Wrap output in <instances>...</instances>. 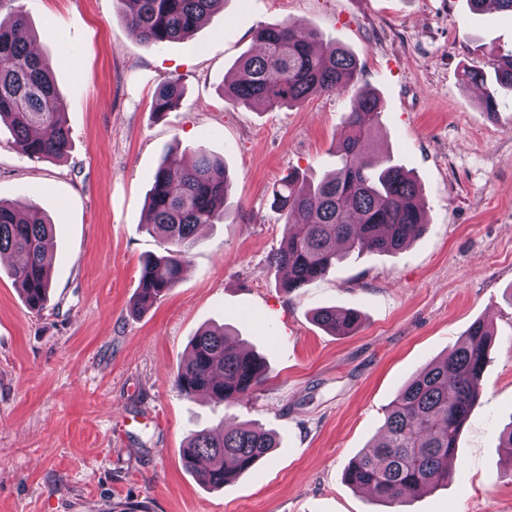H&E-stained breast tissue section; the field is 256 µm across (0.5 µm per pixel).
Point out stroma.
Wrapping results in <instances>:
<instances>
[{
	"instance_id": "obj_1",
	"label": "stroma",
	"mask_w": 512,
	"mask_h": 512,
	"mask_svg": "<svg viewBox=\"0 0 512 512\" xmlns=\"http://www.w3.org/2000/svg\"><path fill=\"white\" fill-rule=\"evenodd\" d=\"M54 63L70 149L29 158L0 128V200L54 226L52 288L30 310L0 261V512H389L350 487L348 463L382 434L398 392L477 320L494 336L480 400L447 485L404 512H512L501 438L512 425V107L492 116L465 66L512 48V14L467 0H226L190 36L159 46L116 0H15ZM294 20L351 52L384 104V153L419 183L427 229L393 254L351 253L297 291L270 263L287 229L271 189L333 171L353 93L274 109L235 107L224 83L259 27ZM182 80L179 108L152 107ZM231 179L224 221L199 232L181 280L133 308L142 262L166 242L146 229L163 162L198 149ZM361 314L335 335L313 319ZM225 326L267 362L231 406L186 396L174 377L200 330ZM249 423L275 433L269 459L224 488L187 468L191 433Z\"/></svg>"
}]
</instances>
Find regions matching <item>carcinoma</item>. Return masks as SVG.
<instances>
[{"label": "carcinoma", "mask_w": 512, "mask_h": 512, "mask_svg": "<svg viewBox=\"0 0 512 512\" xmlns=\"http://www.w3.org/2000/svg\"><path fill=\"white\" fill-rule=\"evenodd\" d=\"M0 0L10 23L0 25V122L30 158H59L69 148L63 100L53 83V63L40 56L24 35L25 18ZM128 26L149 46L182 40L224 0H119ZM260 50L242 57L224 98L236 105L294 106L312 95L345 91L358 73L356 58L292 20L264 26L256 33ZM494 74L473 66L463 71L467 84L482 90L485 111L495 116L512 103V49L498 55ZM181 79L171 78L155 92L153 107L167 112L179 106ZM382 112L379 96L359 88L336 144V169L311 185L288 176L272 190V206L288 231L273 257L287 269L283 287L292 292L325 276L352 251L395 253L426 229L414 177L371 145ZM230 182L224 160L203 150L191 166L158 170L150 190L148 226L170 245L166 254L142 265L134 303L151 307L173 288L193 248L198 227L226 215ZM52 225L32 207L17 210L0 201V255L14 257L10 275L27 306L43 310L51 288ZM324 329L345 333L358 327L350 309L316 312ZM493 332L473 323L446 356L429 362L399 392L383 424L384 439L350 461L345 481L369 489L398 506L423 489L448 482L461 428L480 396V378ZM263 358L245 351L222 327L201 330L191 355L176 373L181 393L204 392L226 407L249 395L264 380ZM276 447L273 435L251 424L192 435L182 459L191 469L206 462L205 483L222 488L249 474Z\"/></svg>", "instance_id": "1"}]
</instances>
